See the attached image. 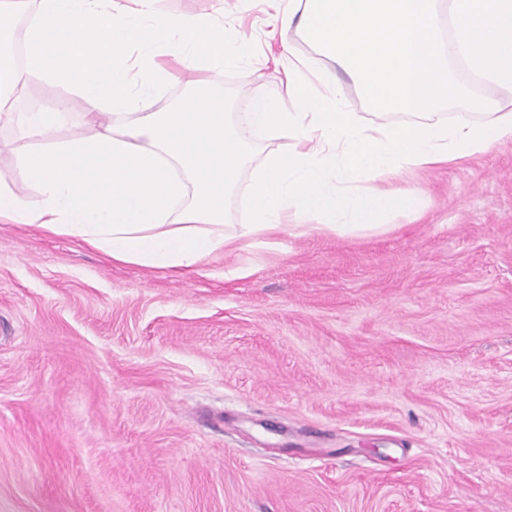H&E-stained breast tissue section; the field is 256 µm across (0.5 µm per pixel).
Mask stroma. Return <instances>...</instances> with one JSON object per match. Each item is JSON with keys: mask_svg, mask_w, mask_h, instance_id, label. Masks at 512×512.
I'll return each mask as SVG.
<instances>
[{"mask_svg": "<svg viewBox=\"0 0 512 512\" xmlns=\"http://www.w3.org/2000/svg\"><path fill=\"white\" fill-rule=\"evenodd\" d=\"M267 0L224 33L231 121L279 96L290 46L370 116ZM478 121L505 99L466 67ZM18 112L66 91L27 75ZM0 123V186L35 200ZM420 215L242 241L194 270L0 223V512H512V143L397 183Z\"/></svg>", "mask_w": 512, "mask_h": 512, "instance_id": "stroma-1", "label": "stroma"}]
</instances>
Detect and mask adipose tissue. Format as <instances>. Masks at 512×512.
Here are the masks:
<instances>
[{
  "instance_id": "adipose-tissue-1",
  "label": "adipose tissue",
  "mask_w": 512,
  "mask_h": 512,
  "mask_svg": "<svg viewBox=\"0 0 512 512\" xmlns=\"http://www.w3.org/2000/svg\"><path fill=\"white\" fill-rule=\"evenodd\" d=\"M270 0L281 29L297 27L353 75L380 112L377 122L348 111L337 87L311 96L296 63L285 94L259 99L229 122L216 75L248 55L208 14L166 13L158 0H27L23 61L7 46L16 14L0 5V120L21 125L37 149L17 153L37 200L0 191V223L71 236L113 261L189 270L222 253L224 201L243 167H252L251 220L240 237H269L289 211L312 229L326 217L376 226L393 211H415L420 195L393 189L404 174L453 164L512 141V102H483L477 122L435 119L467 100L455 76L464 63L512 93V0ZM192 73L189 96L157 105L172 62ZM73 88L89 136L56 141L69 101L51 112L14 111L21 75ZM131 114L117 125L113 116ZM288 139L287 151L258 147Z\"/></svg>"
}]
</instances>
